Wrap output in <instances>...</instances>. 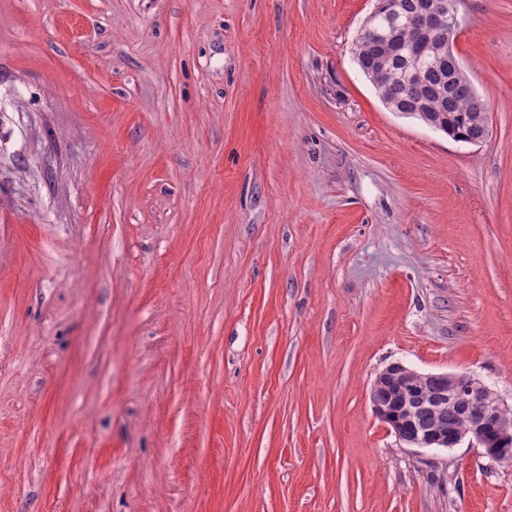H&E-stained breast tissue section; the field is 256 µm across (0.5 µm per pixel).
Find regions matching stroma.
I'll use <instances>...</instances> for the list:
<instances>
[{
	"label": "stroma",
	"mask_w": 512,
	"mask_h": 512,
	"mask_svg": "<svg viewBox=\"0 0 512 512\" xmlns=\"http://www.w3.org/2000/svg\"><path fill=\"white\" fill-rule=\"evenodd\" d=\"M374 4L0 0V512H512L368 398L512 404V0L459 10L480 145L381 102Z\"/></svg>",
	"instance_id": "obj_1"
}]
</instances>
